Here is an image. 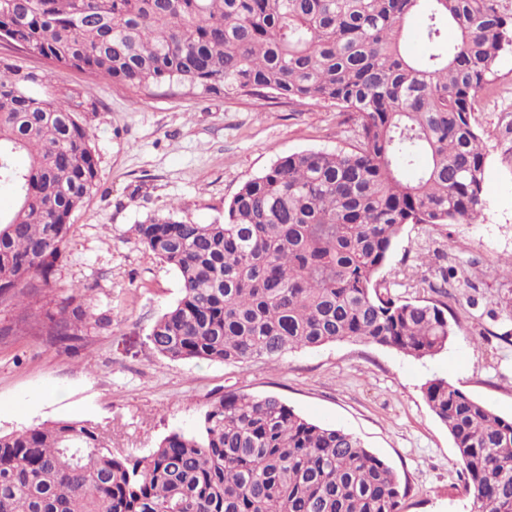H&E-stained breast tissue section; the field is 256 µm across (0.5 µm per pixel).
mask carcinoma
I'll return each mask as SVG.
<instances>
[{"label":"carcinoma","mask_w":512,"mask_h":512,"mask_svg":"<svg viewBox=\"0 0 512 512\" xmlns=\"http://www.w3.org/2000/svg\"><path fill=\"white\" fill-rule=\"evenodd\" d=\"M415 14L421 57L405 48ZM0 30L132 90L267 93L334 106L355 125L349 147L284 155L248 179L222 224L137 225L181 284L148 335L162 357L271 363L344 340L418 358L445 348L443 286L423 277L439 298L411 302L380 272L405 225L482 215L473 113L512 48L498 0H0ZM33 80L0 62V183L15 196L0 211L1 306L54 287L72 216L99 182L83 103L36 95ZM73 299L54 325L62 341L88 317ZM423 393L453 439L471 512H512V419L442 378ZM401 498L394 470L357 437L274 395L224 392L195 432L174 430L146 456L115 452L89 420L0 434V512H400Z\"/></svg>","instance_id":"carcinoma-1"}]
</instances>
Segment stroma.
<instances>
[{
    "label": "stroma",
    "mask_w": 512,
    "mask_h": 512,
    "mask_svg": "<svg viewBox=\"0 0 512 512\" xmlns=\"http://www.w3.org/2000/svg\"><path fill=\"white\" fill-rule=\"evenodd\" d=\"M0 58L39 78L33 93H74L87 120L99 186L73 215L56 287L0 306V432L58 419L98 423L115 451L146 455L170 431H196L215 394L275 395L310 421L342 428L396 472L402 512H470L453 439L424 384L443 378L512 418V52L479 94L486 151L480 223L406 225L381 271L394 295L423 299L420 278L452 270L448 305L459 327L433 356L343 341L285 354L276 364L179 360L148 339L180 296L176 272L141 245L152 217L220 223L241 185L277 157L350 143L336 108L271 94L137 92L0 41ZM90 312L78 340L50 334L63 291Z\"/></svg>",
    "instance_id": "obj_1"
}]
</instances>
